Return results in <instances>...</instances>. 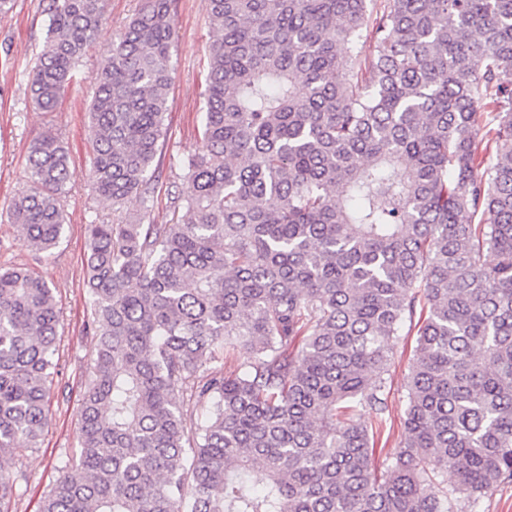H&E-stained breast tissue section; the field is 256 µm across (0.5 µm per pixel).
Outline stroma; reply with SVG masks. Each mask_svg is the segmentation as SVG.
<instances>
[{
    "label": "stroma",
    "mask_w": 512,
    "mask_h": 512,
    "mask_svg": "<svg viewBox=\"0 0 512 512\" xmlns=\"http://www.w3.org/2000/svg\"><path fill=\"white\" fill-rule=\"evenodd\" d=\"M43 0H15L12 12L0 14V209L23 189L27 180L28 147L39 133L53 130L67 148L73 177L61 198L65 234L52 250L25 247L17 228L0 221V268L26 267L53 282L59 309L57 369L47 396L49 414L37 448L8 464L9 472L26 476L10 503L11 512H39L42 498L62 474H76L75 457L81 426L80 394L94 349L87 326L94 317L85 287L87 252L84 227L91 221L112 222L118 215L140 213L139 196H130L120 210L100 201L88 182L95 130L86 112L97 86L100 51L91 48L77 67V82L61 108H34L29 72L40 54L46 31ZM207 0H176V37L172 48L173 81L169 91L167 133L152 166L154 207L150 218L170 224L176 217L168 195L183 183V158L198 152L204 110L208 46L214 37ZM416 346L414 336L400 334L394 342L395 360L388 375L390 394L386 423L378 442L386 451L398 448L405 417V376Z\"/></svg>",
    "instance_id": "stroma-1"
}]
</instances>
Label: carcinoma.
<instances>
[{
  "label": "carcinoma",
  "mask_w": 512,
  "mask_h": 512,
  "mask_svg": "<svg viewBox=\"0 0 512 512\" xmlns=\"http://www.w3.org/2000/svg\"><path fill=\"white\" fill-rule=\"evenodd\" d=\"M208 6L201 148L172 224L147 214L173 0H142L103 44L104 0L45 8L31 100L56 111L100 45L89 180L142 212L85 227L79 474L40 512H478L512 482V0ZM27 161L7 218L48 251L69 156L44 131ZM407 323L403 439L380 470L389 341ZM58 325L47 280L0 268V512L25 479L4 460L46 424Z\"/></svg>",
  "instance_id": "carcinoma-1"
}]
</instances>
